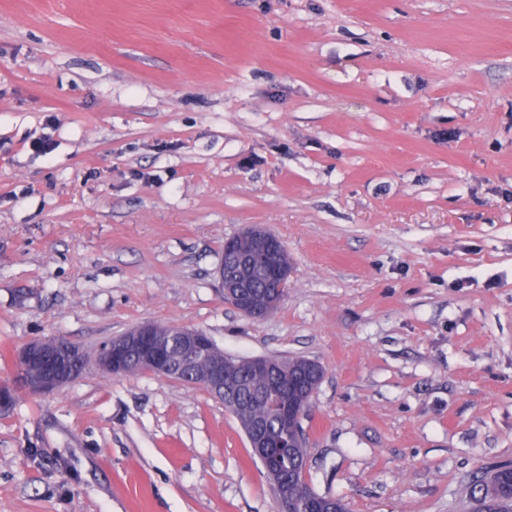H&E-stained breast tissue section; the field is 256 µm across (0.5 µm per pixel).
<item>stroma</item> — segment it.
<instances>
[{
    "label": "stroma",
    "instance_id": "obj_1",
    "mask_svg": "<svg viewBox=\"0 0 512 512\" xmlns=\"http://www.w3.org/2000/svg\"><path fill=\"white\" fill-rule=\"evenodd\" d=\"M251 225L261 319L216 276ZM145 321L321 364L316 492L467 512L512 463V0H0V383ZM0 512L277 501L202 386L91 366L0 409ZM242 237H245L252 246L256 249V254H262L271 261V267L268 274L275 279L285 283L288 279L289 271L279 262L277 250L281 246V241L271 232L264 228L252 225L242 232ZM218 276L221 284H224V296L238 303L237 309L245 316L251 318L264 317L269 308L268 314L276 312L284 299V289L278 288L277 291H272L267 295L260 296L253 292H261V288H267L265 278L262 274L257 280L254 281L251 288V268L248 263L242 260L237 267L230 266L227 270L224 269V264L218 267ZM267 314V315H268ZM16 364L22 386L31 393H50L77 380L87 359L77 347L56 338H38L18 349ZM83 366L82 370L77 368Z\"/></svg>",
    "mask_w": 512,
    "mask_h": 512
}]
</instances>
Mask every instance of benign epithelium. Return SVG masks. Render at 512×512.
<instances>
[{
	"label": "benign epithelium",
	"instance_id": "obj_1",
	"mask_svg": "<svg viewBox=\"0 0 512 512\" xmlns=\"http://www.w3.org/2000/svg\"><path fill=\"white\" fill-rule=\"evenodd\" d=\"M255 253L266 256L271 261L268 274L286 282L289 271L279 262L277 250L281 241L264 228L252 225L242 232ZM218 276L224 284V296L238 303V310L251 318L265 316L270 307L279 305L284 299V289L280 288L260 296L251 288V268L242 261L238 266L224 268L219 265ZM179 348L180 369L190 372L194 384L216 395L224 391V351L212 344V339L201 331L187 329L174 337ZM138 354L142 367L153 373H163L170 361V347L154 337L153 323L144 322L127 334L111 337L103 341L94 355L99 369L110 376L127 374L126 354ZM16 364L21 373L22 386L31 393H50L59 387L77 380L86 366L85 354L77 347L56 338H38L29 341L18 349ZM253 455L264 465H269L273 449L288 447V440L276 443L262 432L248 436Z\"/></svg>",
	"mask_w": 512,
	"mask_h": 512
}]
</instances>
